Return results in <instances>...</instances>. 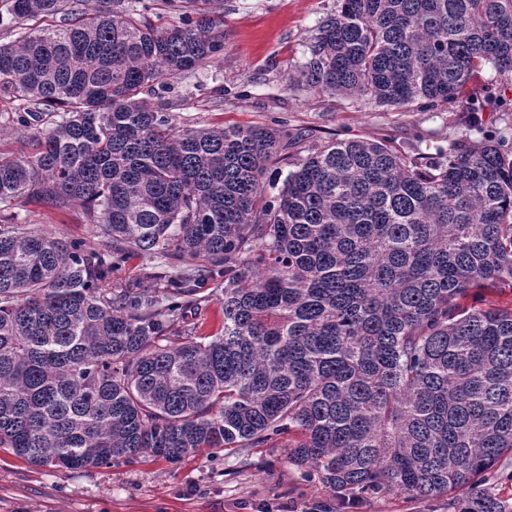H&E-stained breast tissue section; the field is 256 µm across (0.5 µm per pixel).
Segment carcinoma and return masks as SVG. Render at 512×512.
Instances as JSON below:
<instances>
[{
  "mask_svg": "<svg viewBox=\"0 0 512 512\" xmlns=\"http://www.w3.org/2000/svg\"><path fill=\"white\" fill-rule=\"evenodd\" d=\"M212 2L165 0L162 25L147 0H8L0 123L33 152L0 150V448L83 470L286 433L340 500L512 512L480 488L512 458V307L465 304L512 288V152L181 129L164 93L223 54ZM307 49L293 87L456 102L486 68L512 75V0H341ZM25 201L87 207L106 251L15 223ZM135 253L166 261L160 287L112 284ZM209 282L224 322L205 342ZM465 302L468 305L481 307L495 305L510 308L512 307V289L508 287L485 286L472 291Z\"/></svg>",
  "mask_w": 512,
  "mask_h": 512,
  "instance_id": "cac0c4a2",
  "label": "carcinoma"
}]
</instances>
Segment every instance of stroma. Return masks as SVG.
Returning <instances> with one entry per match:
<instances>
[{"mask_svg":"<svg viewBox=\"0 0 512 512\" xmlns=\"http://www.w3.org/2000/svg\"><path fill=\"white\" fill-rule=\"evenodd\" d=\"M339 0H223L224 52L172 85L166 97L178 125H255L309 133L313 142L359 138L405 155L434 153L449 141L471 145L503 138L512 146V76L475 80L463 101L399 109L363 98L289 89L307 60L306 45ZM483 105L471 117V104ZM18 223L78 241L91 251L105 240L82 206L15 207ZM287 435L258 448L204 450L177 464L144 456L130 464L82 471L33 466L0 448V512H448L447 499L391 492L339 503L306 470L288 461Z\"/></svg>","mask_w":512,"mask_h":512,"instance_id":"1","label":"stroma"}]
</instances>
